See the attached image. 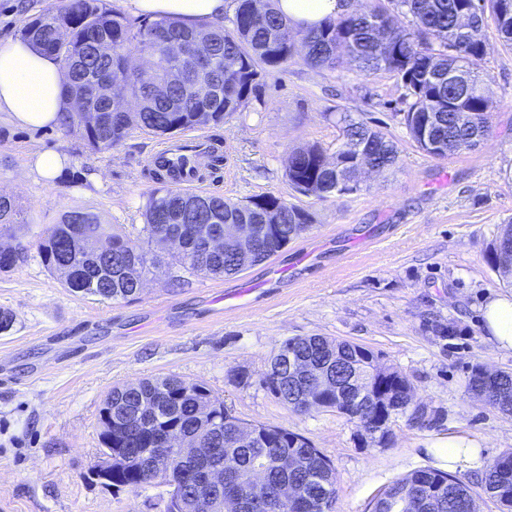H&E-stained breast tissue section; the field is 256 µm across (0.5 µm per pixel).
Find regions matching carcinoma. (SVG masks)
<instances>
[{"instance_id": "cac0c4a2", "label": "carcinoma", "mask_w": 512, "mask_h": 512, "mask_svg": "<svg viewBox=\"0 0 512 512\" xmlns=\"http://www.w3.org/2000/svg\"><path fill=\"white\" fill-rule=\"evenodd\" d=\"M254 0H237L234 15L223 24L187 26L161 16L138 24L112 9L104 0H60L27 21L20 31L37 49L55 56L66 70L63 94L66 99L86 100V111L63 113L61 126L76 131L94 152L112 149L134 129L164 135L170 121L180 130L203 124L218 125L224 119L248 107L259 87L261 72L288 62L297 44L306 48V61L314 67L333 68L336 44L341 43L367 74L384 70L404 89L402 123L419 149L436 155L430 143H440L448 153L476 148L490 131L493 102L481 88L477 62L484 53L483 29L486 19L494 21L504 45L512 47V0H388L396 9L412 17L409 29L391 25L387 9L378 3L326 19L319 27L301 31L274 7L277 0H261L263 12H252ZM187 44L201 41L208 45L210 68L194 76L206 100L209 119L200 121L195 113L170 116L168 103L174 85L170 76L178 67L176 59L160 46L161 38ZM151 59L150 74L144 77L125 68L124 55L130 48ZM467 76L470 92L463 95L448 81V73ZM135 100L133 108L107 113L115 81ZM366 149L383 168L398 159L396 145L383 133L364 123L346 121L344 141L336 149V160L326 162L316 145L295 148L289 155L286 177L303 196L319 199L342 193L340 180L353 167L356 147ZM159 187L146 201L143 236L135 239L111 236L99 216L75 207L62 214L59 223L47 227L37 247L50 272L68 261L74 272L63 281L74 293L126 300L139 294L135 282L125 274L127 255L134 253L140 272L156 265V225L208 224L215 216L224 224H261L273 211L279 220L269 225L264 241L271 252H279L297 237L309 223L302 208L273 195L255 196L244 203L216 195H199L168 186L162 176L154 175ZM203 203V212L191 207ZM26 220L19 203L0 194V233ZM112 239V257L73 248L72 236ZM27 251L19 242L0 250V271L12 268ZM489 265L505 279H512V221L487 247ZM215 276L236 274L242 263L233 255L217 253L205 258ZM358 344L329 340L323 336H299L284 340L279 354L271 357L264 383L279 392L290 409H326L348 417L368 430L380 420H390L410 409L408 379L396 370L382 375L371 364L357 361L353 374L349 359ZM301 358L317 372L328 375L340 388L331 392H310V378L293 376L284 368L288 355ZM371 382L386 388L383 411L375 404L351 406L356 397V381ZM112 415L125 428L100 418L101 454L116 452L131 460L118 467L112 479L103 481L121 490L160 485L151 468L152 455L159 440L169 431H178L199 441L207 449L200 458L173 460L176 471L193 475L192 482L178 484L169 494L166 512H173L174 499L187 500L207 496L198 480L213 469L224 473L219 512L243 505L240 512H269L275 491L290 484L301 488L305 508L315 512L323 487L330 486L326 508H332L336 496V476L321 451L299 433L286 428L259 426V437L246 441L240 437L243 424L233 417L224 403L214 398L203 384L175 375L146 378L135 384L114 387ZM494 408L512 414V374L501 373L492 384ZM294 459V466L282 465V458ZM512 450L501 453L487 466L482 484L484 492L496 501L501 512H512V478L504 476L503 461ZM370 512H479V505L468 484L441 470L423 469L394 481L384 496L371 502Z\"/></svg>"}]
</instances>
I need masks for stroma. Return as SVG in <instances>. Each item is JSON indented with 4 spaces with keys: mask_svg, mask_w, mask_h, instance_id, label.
Listing matches in <instances>:
<instances>
[{
    "mask_svg": "<svg viewBox=\"0 0 512 512\" xmlns=\"http://www.w3.org/2000/svg\"><path fill=\"white\" fill-rule=\"evenodd\" d=\"M58 0H0V41ZM479 65L493 102L492 127L476 149L447 157L421 151L401 122L403 90L387 72L362 74L345 50L335 68L303 56L266 69L257 100L201 127L224 147V170L204 193L234 201L273 194L311 216L309 228L270 262L231 276L159 268L128 301L64 288L38 250L42 230L82 207L111 234L133 238L156 182L148 163L164 138L140 130L92 152L61 126L31 128L0 112V194L15 198L30 224L13 240L28 250L0 272V309L15 325L0 335V512H166L162 485L105 487L91 473L100 456V409L112 387L170 374L208 387L247 424L300 433L336 474L331 512H368L398 478L445 469L437 442L476 440L484 462L512 449V415L472 392L473 367L512 372V352L486 339L482 308L506 292L486 248L512 219V49L494 23L484 28ZM390 138L398 160L361 171L356 192L325 199L297 194L288 156L315 144L334 161L340 115ZM52 151L65 164L51 180L33 166ZM281 268L272 274L271 265ZM252 285L243 299L235 286ZM450 327L447 337L437 325ZM295 336L348 340L405 375L422 422L400 416L378 442L332 410L297 413L264 378L280 343Z\"/></svg>",
    "mask_w": 512,
    "mask_h": 512,
    "instance_id": "obj_1",
    "label": "stroma"
}]
</instances>
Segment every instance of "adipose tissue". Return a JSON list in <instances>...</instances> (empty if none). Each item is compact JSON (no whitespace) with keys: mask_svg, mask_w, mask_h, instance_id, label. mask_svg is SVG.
<instances>
[{"mask_svg":"<svg viewBox=\"0 0 512 512\" xmlns=\"http://www.w3.org/2000/svg\"><path fill=\"white\" fill-rule=\"evenodd\" d=\"M128 10L151 19L171 16L189 26L222 22L227 0H126ZM278 7L295 28L319 26L344 10L342 0H279ZM65 71L54 57L19 39L0 44V112L21 125L58 124L66 103L61 95ZM488 339L512 351V294H497L483 306Z\"/></svg>","mask_w":512,"mask_h":512,"instance_id":"obj_1","label":"adipose tissue"}]
</instances>
